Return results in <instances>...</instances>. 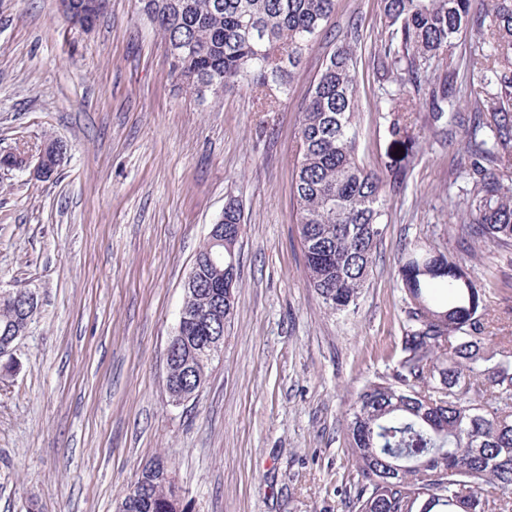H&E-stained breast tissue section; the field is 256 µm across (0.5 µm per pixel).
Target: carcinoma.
<instances>
[{
  "instance_id": "obj_1",
  "label": "carcinoma",
  "mask_w": 512,
  "mask_h": 512,
  "mask_svg": "<svg viewBox=\"0 0 512 512\" xmlns=\"http://www.w3.org/2000/svg\"><path fill=\"white\" fill-rule=\"evenodd\" d=\"M336 0H139L171 72L199 93L250 83L288 95L293 71L331 18ZM384 0L388 22L381 67L401 134L405 113L427 111L437 134L463 131L471 161L456 174L466 187L448 201L461 214L465 240L512 252V0ZM477 33L484 47L469 61L474 81L458 83L453 48ZM323 61L300 113L293 199L307 287L336 313L356 310L386 225L383 179L359 161L356 71L363 35L353 23ZM466 100L471 116L457 111ZM48 139L46 179L63 155ZM395 187L408 164H385ZM195 256L183 309L205 316L215 302L206 258ZM407 296L402 358L369 381L346 420L356 463L354 512H512V336H494L486 290L462 259L420 242L404 247L399 270ZM38 307L27 289L0 290V356L10 354ZM206 326L173 343L168 374L194 384L213 359ZM163 456L137 474L121 512H176L178 495Z\"/></svg>"
}]
</instances>
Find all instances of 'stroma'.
<instances>
[{
	"label": "stroma",
	"instance_id": "35a3bbf8",
	"mask_svg": "<svg viewBox=\"0 0 512 512\" xmlns=\"http://www.w3.org/2000/svg\"><path fill=\"white\" fill-rule=\"evenodd\" d=\"M358 21L385 31L382 0H336L276 111L255 86L197 98L170 72L137 0H110L88 32L55 0H0V155L66 147L49 181L0 168V289L39 306L0 377V512H115L142 466L171 463L188 512H349L354 463L345 413L401 356L405 243L458 252L448 204L467 165L464 135H432L423 114L400 138L373 51L357 73L360 162L405 152L385 188L384 238L355 313L306 286L292 184L299 114L336 42ZM239 203V275L224 349L198 395L176 404L166 353L197 251ZM493 334L512 336V255L477 248Z\"/></svg>",
	"mask_w": 512,
	"mask_h": 512
}]
</instances>
